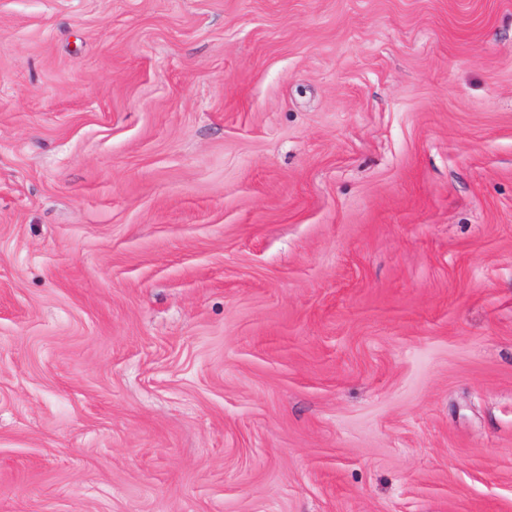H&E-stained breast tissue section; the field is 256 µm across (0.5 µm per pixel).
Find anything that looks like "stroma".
Listing matches in <instances>:
<instances>
[{
    "mask_svg": "<svg viewBox=\"0 0 512 512\" xmlns=\"http://www.w3.org/2000/svg\"><path fill=\"white\" fill-rule=\"evenodd\" d=\"M0 512H512V0H0Z\"/></svg>",
    "mask_w": 512,
    "mask_h": 512,
    "instance_id": "35a3bbf8",
    "label": "stroma"
}]
</instances>
